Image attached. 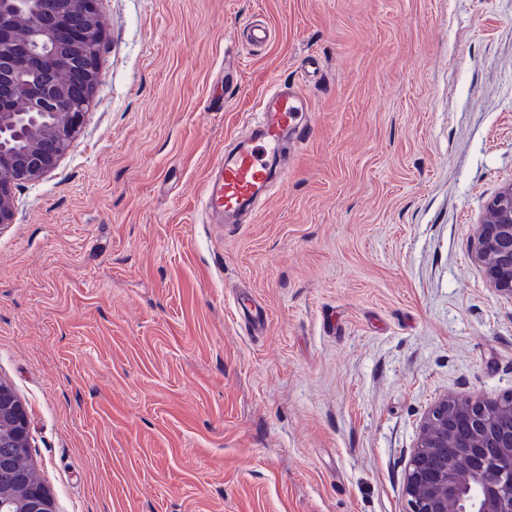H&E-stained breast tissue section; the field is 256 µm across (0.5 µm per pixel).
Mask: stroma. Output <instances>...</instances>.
Segmentation results:
<instances>
[{"label":"stroma","mask_w":512,"mask_h":512,"mask_svg":"<svg viewBox=\"0 0 512 512\" xmlns=\"http://www.w3.org/2000/svg\"><path fill=\"white\" fill-rule=\"evenodd\" d=\"M96 10L94 103L0 228V382L56 512H407L428 410L512 395L473 256L512 185V0ZM283 82L313 115L288 180L215 219L199 188Z\"/></svg>","instance_id":"stroma-1"}]
</instances>
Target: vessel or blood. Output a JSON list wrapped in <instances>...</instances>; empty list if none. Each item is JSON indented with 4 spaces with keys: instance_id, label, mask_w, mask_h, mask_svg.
Segmentation results:
<instances>
[{
    "instance_id": "vessel-or-blood-1",
    "label": "vessel or blood",
    "mask_w": 512,
    "mask_h": 512,
    "mask_svg": "<svg viewBox=\"0 0 512 512\" xmlns=\"http://www.w3.org/2000/svg\"><path fill=\"white\" fill-rule=\"evenodd\" d=\"M259 119L252 135L239 141L217 162V175L207 177L201 188V202L208 211L233 218L249 210L273 185L285 183L288 171L276 166L287 133L306 138L311 114L300 91L275 85L260 96Z\"/></svg>"
}]
</instances>
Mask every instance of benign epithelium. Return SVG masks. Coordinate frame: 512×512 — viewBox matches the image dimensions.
<instances>
[{"label": "benign epithelium", "mask_w": 512, "mask_h": 512, "mask_svg": "<svg viewBox=\"0 0 512 512\" xmlns=\"http://www.w3.org/2000/svg\"><path fill=\"white\" fill-rule=\"evenodd\" d=\"M96 0H0V227L13 188L54 169L100 83ZM474 257L512 296V185L486 204ZM28 447L21 401L0 385V419ZM409 512H512V400L443 399L425 416L406 474Z\"/></svg>", "instance_id": "obj_1"}]
</instances>
